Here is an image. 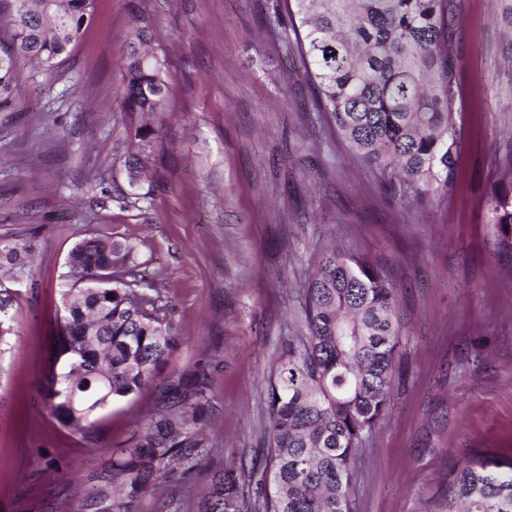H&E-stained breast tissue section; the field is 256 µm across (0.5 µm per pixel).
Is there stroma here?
<instances>
[{
    "label": "stroma",
    "instance_id": "stroma-1",
    "mask_svg": "<svg viewBox=\"0 0 512 512\" xmlns=\"http://www.w3.org/2000/svg\"><path fill=\"white\" fill-rule=\"evenodd\" d=\"M461 153L448 194H389L318 112L276 0H98L97 18L54 76L25 72L0 112V240L34 237L32 276L0 320V512H76L75 472L128 448L150 389L103 411L89 451L46 410V342L66 260L93 233L136 242L176 306L174 369L207 365L217 448L193 478L171 476L141 512H205L213 476L252 479L272 361L302 319L312 262L358 245L398 287L402 370L366 440L355 512H430L448 470L473 451L512 455V253L498 250L485 197L512 151V36L493 0H461ZM168 51L170 115L142 198L126 190L121 67L132 28Z\"/></svg>",
    "mask_w": 512,
    "mask_h": 512
}]
</instances>
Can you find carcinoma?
<instances>
[{"mask_svg": "<svg viewBox=\"0 0 512 512\" xmlns=\"http://www.w3.org/2000/svg\"><path fill=\"white\" fill-rule=\"evenodd\" d=\"M96 0H0V110L12 103L20 65L58 71L93 21ZM460 0H280L315 104L353 156L393 195L448 192L459 158ZM122 100L132 151L130 190L149 179L169 97L167 51L147 26L130 34ZM496 244L512 252V153L486 196ZM34 238L0 241V279L30 266ZM64 314L47 345L42 384L51 415L94 442L96 417L140 394L174 361L182 336L175 305L129 240L91 234L71 249ZM304 331L273 360L260 477L214 476L209 512H353L356 458L388 411L399 369L398 288L357 246L332 244L316 262L303 304ZM207 369L172 371L143 417L137 443L104 448L85 477L80 512H139L171 474L193 476L216 452ZM434 512H512V458L482 452L448 469Z\"/></svg>", "mask_w": 512, "mask_h": 512, "instance_id": "obj_1", "label": "carcinoma"}]
</instances>
